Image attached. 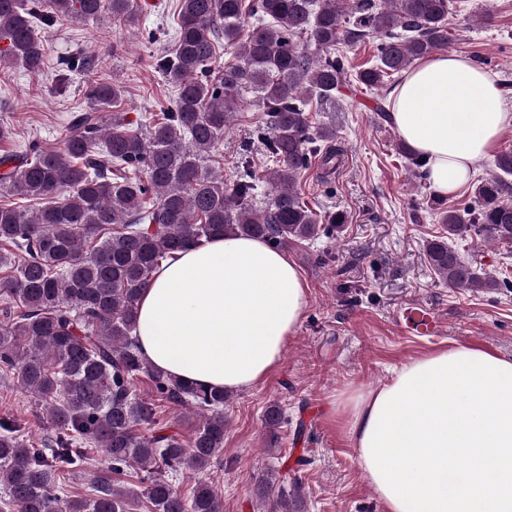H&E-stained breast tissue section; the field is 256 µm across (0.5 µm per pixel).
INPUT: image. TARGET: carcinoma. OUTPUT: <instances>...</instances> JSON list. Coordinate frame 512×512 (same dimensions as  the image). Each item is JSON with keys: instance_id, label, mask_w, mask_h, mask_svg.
Wrapping results in <instances>:
<instances>
[{"instance_id": "cac0c4a2", "label": "carcinoma", "mask_w": 512, "mask_h": 512, "mask_svg": "<svg viewBox=\"0 0 512 512\" xmlns=\"http://www.w3.org/2000/svg\"><path fill=\"white\" fill-rule=\"evenodd\" d=\"M49 2L48 11L42 0H0V41H9L0 62L35 71L45 54L38 29L105 13L127 21L134 8V0ZM453 7L452 0H180L174 52L157 60L175 87L173 107L147 118L145 132L113 111L119 85L90 78L64 147L34 143L18 159L0 157V182L12 195L42 202L33 210L0 204V370L16 376L54 426L42 447L30 448L16 436V420L0 418L1 508L128 512L144 496L154 512H223L207 479L184 497L165 473L187 466L204 474L220 458L227 395L143 360L133 336L139 296L163 263L215 236L261 237L276 248L319 238L326 228L296 181L313 162L322 178L336 174L343 151L333 145L336 128L312 125L308 101L355 81L378 92L376 115L388 119L387 86L448 48ZM221 39L234 60L212 75ZM367 42L377 43L375 63L356 69L339 46ZM248 95L263 112L254 134L275 163L265 203L252 175V141L242 144L230 183L209 170L224 126ZM398 151L426 178L418 155L402 142ZM495 168L476 184L474 208L440 211L445 234L425 245L429 266L450 288L508 285L448 244L472 235L512 244L511 150L495 156ZM14 254L22 261L12 262ZM142 376L159 397L200 416L189 443L138 432L157 424L154 403L134 390ZM90 448L102 449L111 466L94 471L88 496H61L57 477L84 466ZM132 466L147 474L139 491L115 479ZM287 482L280 479L271 512H301Z\"/></svg>"}]
</instances>
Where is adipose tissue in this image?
Here are the masks:
<instances>
[{"label": "adipose tissue", "instance_id": "obj_1", "mask_svg": "<svg viewBox=\"0 0 512 512\" xmlns=\"http://www.w3.org/2000/svg\"><path fill=\"white\" fill-rule=\"evenodd\" d=\"M391 120L448 196L512 126L489 72L457 54L422 60L393 90ZM308 306L288 256L261 238L217 236L157 269L141 294L143 359L170 375L234 391L280 363ZM385 512H512V358L457 345L333 402Z\"/></svg>", "mask_w": 512, "mask_h": 512}]
</instances>
